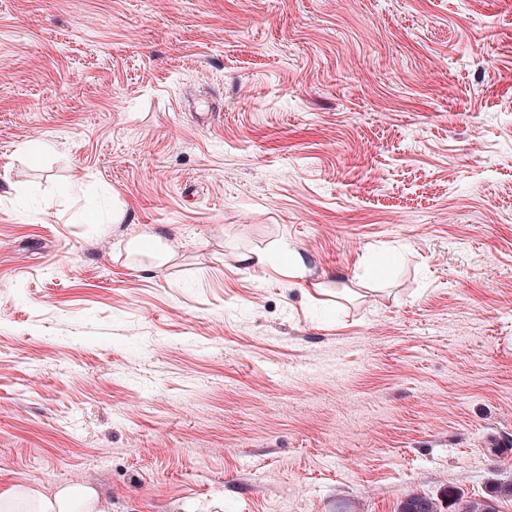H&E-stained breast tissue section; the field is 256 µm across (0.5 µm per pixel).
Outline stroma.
I'll list each match as a JSON object with an SVG mask.
<instances>
[{
  "mask_svg": "<svg viewBox=\"0 0 512 512\" xmlns=\"http://www.w3.org/2000/svg\"><path fill=\"white\" fill-rule=\"evenodd\" d=\"M27 480L512 512V0H0V486Z\"/></svg>",
  "mask_w": 512,
  "mask_h": 512,
  "instance_id": "stroma-1",
  "label": "stroma"
}]
</instances>
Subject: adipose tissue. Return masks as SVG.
Segmentation results:
<instances>
[{
	"mask_svg": "<svg viewBox=\"0 0 512 512\" xmlns=\"http://www.w3.org/2000/svg\"><path fill=\"white\" fill-rule=\"evenodd\" d=\"M0 512H112V501L85 483L17 482L0 488Z\"/></svg>",
	"mask_w": 512,
	"mask_h": 512,
	"instance_id": "adipose-tissue-1",
	"label": "adipose tissue"
}]
</instances>
